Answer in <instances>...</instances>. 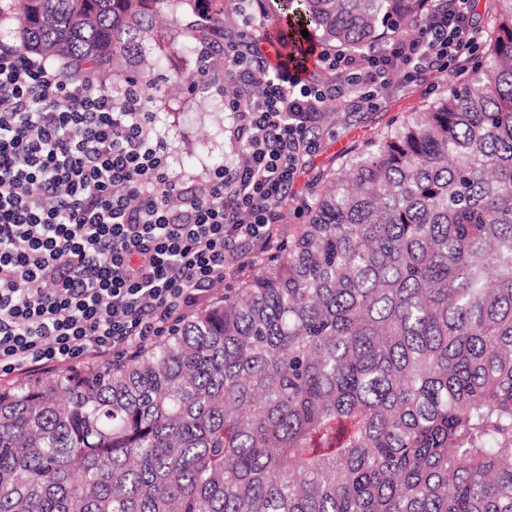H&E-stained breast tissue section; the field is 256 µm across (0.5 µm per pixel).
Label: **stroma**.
<instances>
[{
	"mask_svg": "<svg viewBox=\"0 0 512 512\" xmlns=\"http://www.w3.org/2000/svg\"><path fill=\"white\" fill-rule=\"evenodd\" d=\"M197 68V59L170 54L166 83L157 90L148 86L143 89L144 94L152 98L156 131L170 155V172L175 179L189 185L206 182L217 160L233 152L229 113L208 106L207 101L217 86H224L231 92L235 85L230 76L218 70L212 72L209 85L195 86L193 78ZM448 80V73L431 72L408 84L397 73L392 77L388 93L376 107L355 110L344 106L330 115L325 132L319 136L317 149L304 156L288 193L283 208L285 223H305L320 176L339 167L377 134L445 94Z\"/></svg>",
	"mask_w": 512,
	"mask_h": 512,
	"instance_id": "35a3bbf8",
	"label": "stroma"
}]
</instances>
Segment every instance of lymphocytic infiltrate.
I'll return each instance as SVG.
<instances>
[{"label": "lymphocytic infiltrate", "mask_w": 512, "mask_h": 512, "mask_svg": "<svg viewBox=\"0 0 512 512\" xmlns=\"http://www.w3.org/2000/svg\"><path fill=\"white\" fill-rule=\"evenodd\" d=\"M235 23L248 35L225 43L224 62L245 158L202 187L170 179L139 84L117 100L0 47V374L120 359L171 333L227 274L265 258L330 103L376 105L398 71H458L485 36L469 0H434L413 34L322 52L325 79L304 80L268 64L254 0H238Z\"/></svg>", "instance_id": "lymphocytic-infiltrate-1"}]
</instances>
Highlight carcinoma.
<instances>
[{"instance_id":"carcinoma-1","label":"carcinoma","mask_w":512,"mask_h":512,"mask_svg":"<svg viewBox=\"0 0 512 512\" xmlns=\"http://www.w3.org/2000/svg\"><path fill=\"white\" fill-rule=\"evenodd\" d=\"M72 80L161 73L224 0H15ZM425 0H284L363 50ZM447 94L321 182L238 296L128 360L0 384V512H512V0ZM309 32L303 37L301 31Z\"/></svg>"}]
</instances>
